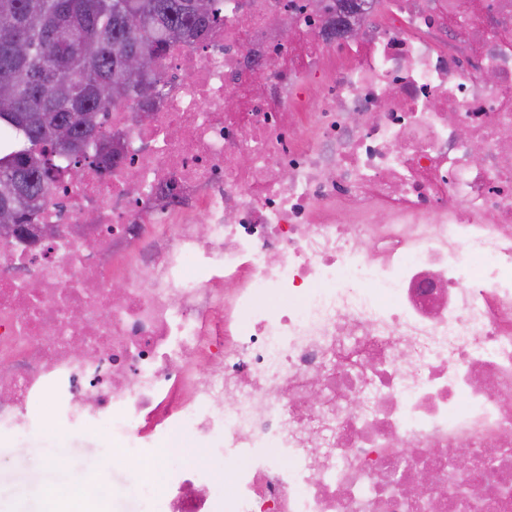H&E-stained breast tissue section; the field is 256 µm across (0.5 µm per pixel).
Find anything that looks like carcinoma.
<instances>
[{"instance_id":"1","label":"carcinoma","mask_w":512,"mask_h":512,"mask_svg":"<svg viewBox=\"0 0 512 512\" xmlns=\"http://www.w3.org/2000/svg\"><path fill=\"white\" fill-rule=\"evenodd\" d=\"M0 0V209L30 223L56 182L45 159L56 127H70L62 160L117 111L131 82L125 54L159 60L195 47L220 21L218 0ZM139 17L132 27L128 20Z\"/></svg>"}]
</instances>
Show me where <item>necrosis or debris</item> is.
I'll return each instance as SVG.
<instances>
[{
  "instance_id": "necrosis-or-debris-1",
  "label": "necrosis or debris",
  "mask_w": 512,
  "mask_h": 512,
  "mask_svg": "<svg viewBox=\"0 0 512 512\" xmlns=\"http://www.w3.org/2000/svg\"><path fill=\"white\" fill-rule=\"evenodd\" d=\"M223 9L0 236V435L166 453L162 512H512V0Z\"/></svg>"
}]
</instances>
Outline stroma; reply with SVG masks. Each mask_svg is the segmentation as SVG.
Segmentation results:
<instances>
[{
    "label": "stroma",
    "mask_w": 512,
    "mask_h": 512,
    "mask_svg": "<svg viewBox=\"0 0 512 512\" xmlns=\"http://www.w3.org/2000/svg\"><path fill=\"white\" fill-rule=\"evenodd\" d=\"M108 433L71 437L45 427L30 441L0 437V512H157L153 479L118 460ZM100 482L97 500L76 490L86 480ZM57 487L45 499L46 487Z\"/></svg>",
    "instance_id": "stroma-1"
}]
</instances>
